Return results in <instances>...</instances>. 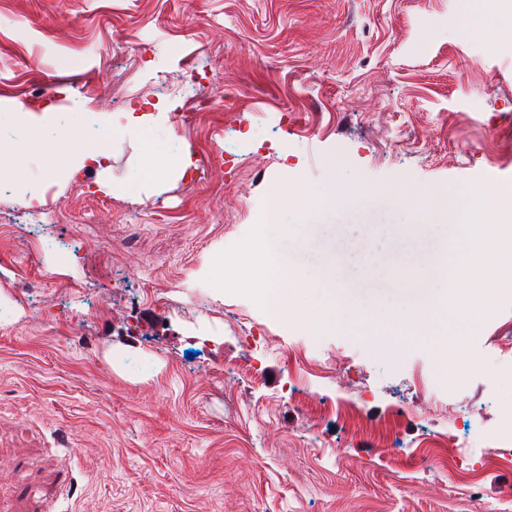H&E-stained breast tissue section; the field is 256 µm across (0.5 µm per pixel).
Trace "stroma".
Listing matches in <instances>:
<instances>
[{"mask_svg":"<svg viewBox=\"0 0 512 512\" xmlns=\"http://www.w3.org/2000/svg\"><path fill=\"white\" fill-rule=\"evenodd\" d=\"M460 0H0V138L70 79L41 148L0 183V512H512V276L440 378L427 346L312 335L219 293L214 257L269 190L387 189L369 223L292 224L296 280L387 302L407 188L512 193V53L458 35ZM216 110L176 122L193 95ZM186 176L138 182L131 104ZM111 168L61 183L75 121ZM137 183L136 192L125 187ZM359 411L352 436L336 402Z\"/></svg>","mask_w":512,"mask_h":512,"instance_id":"obj_1","label":"stroma"}]
</instances>
